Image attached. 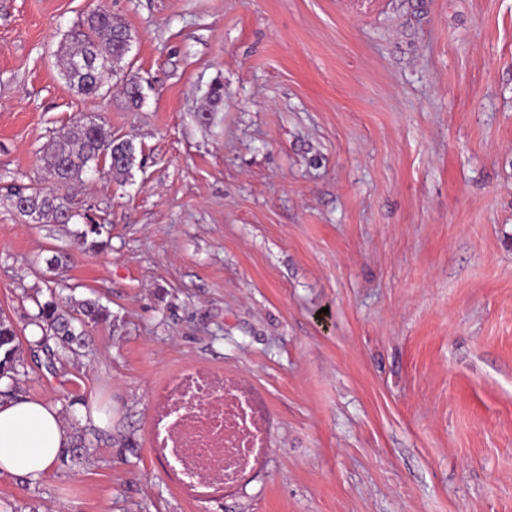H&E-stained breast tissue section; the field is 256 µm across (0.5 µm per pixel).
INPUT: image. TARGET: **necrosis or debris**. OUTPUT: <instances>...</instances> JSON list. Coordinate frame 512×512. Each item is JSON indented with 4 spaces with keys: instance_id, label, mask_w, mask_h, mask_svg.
Wrapping results in <instances>:
<instances>
[{
    "instance_id": "necrosis-or-debris-1",
    "label": "necrosis or debris",
    "mask_w": 512,
    "mask_h": 512,
    "mask_svg": "<svg viewBox=\"0 0 512 512\" xmlns=\"http://www.w3.org/2000/svg\"><path fill=\"white\" fill-rule=\"evenodd\" d=\"M150 443L180 488L202 497L251 473L269 429L241 378L188 365L153 395Z\"/></svg>"
}]
</instances>
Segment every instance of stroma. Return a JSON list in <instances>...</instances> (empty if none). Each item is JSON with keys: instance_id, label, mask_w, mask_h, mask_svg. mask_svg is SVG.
<instances>
[{"instance_id": "35a3bbf8", "label": "stroma", "mask_w": 512, "mask_h": 512, "mask_svg": "<svg viewBox=\"0 0 512 512\" xmlns=\"http://www.w3.org/2000/svg\"><path fill=\"white\" fill-rule=\"evenodd\" d=\"M101 1L132 45L91 97L57 50ZM83 117L133 139L130 177L23 223L7 186L54 189L43 148ZM53 291L112 319L51 364L28 319ZM0 315L15 397L88 442L0 474V512H512V0H0ZM189 363L270 423L203 499L150 450L151 393ZM19 337L12 322L0 316V381H4L5 390L0 396H8L10 387L18 373L19 365Z\"/></svg>"}]
</instances>
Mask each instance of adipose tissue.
Here are the masks:
<instances>
[{
  "mask_svg": "<svg viewBox=\"0 0 512 512\" xmlns=\"http://www.w3.org/2000/svg\"><path fill=\"white\" fill-rule=\"evenodd\" d=\"M71 442L54 407L31 398L0 403V472L38 481Z\"/></svg>",
  "mask_w": 512,
  "mask_h": 512,
  "instance_id": "1",
  "label": "adipose tissue"
}]
</instances>
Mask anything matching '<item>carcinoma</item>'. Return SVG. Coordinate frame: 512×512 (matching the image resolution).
I'll use <instances>...</instances> for the list:
<instances>
[{"label":"carcinoma","mask_w":512,"mask_h":512,"mask_svg":"<svg viewBox=\"0 0 512 512\" xmlns=\"http://www.w3.org/2000/svg\"><path fill=\"white\" fill-rule=\"evenodd\" d=\"M129 38L124 22L104 4L97 5L70 31L60 47L64 77L84 94H101L112 76L123 70ZM84 58L88 60L87 67L74 69L73 63ZM100 159L104 160L108 175L123 181L135 164L136 146L131 139L112 135L105 125L92 118L76 122L43 153L46 175L62 188L81 180L91 164ZM6 200L31 223L68 224L75 217L66 196L33 185L12 186ZM102 233L103 225L89 222L79 237L88 249L98 250L107 246L101 239ZM37 306V313L30 317V324L41 330L35 345L45 349L51 359L60 353L80 355L86 347V327L105 323L111 317V312L96 299L62 298L53 292ZM51 340L53 348L49 345ZM18 365L17 331L10 320L0 316V381L5 385L0 396L9 395Z\"/></svg>","instance_id":"carcinoma-1"}]
</instances>
